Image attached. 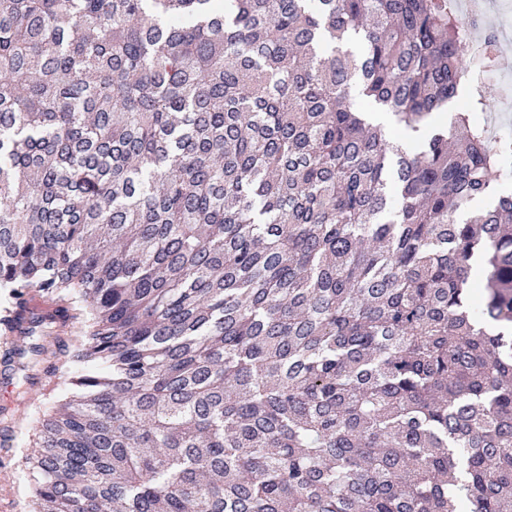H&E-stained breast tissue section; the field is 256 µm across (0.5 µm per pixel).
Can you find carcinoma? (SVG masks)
Segmentation results:
<instances>
[{"mask_svg": "<svg viewBox=\"0 0 512 512\" xmlns=\"http://www.w3.org/2000/svg\"><path fill=\"white\" fill-rule=\"evenodd\" d=\"M466 56L448 0H0V326L55 308L3 358L71 374L0 427L32 512H512ZM36 291H32V296L34 299L32 301H28L27 312L25 313V318L22 320V323L13 333V343L22 345L25 339V328L28 326L29 319L31 316H44L53 312V308L48 306L43 301L36 298ZM59 376H61V379L57 380L55 384L51 383L56 381L58 374H42L39 376L36 381L37 383L43 384L44 382H47L51 385L41 391L43 395L40 397V402H36L37 406H41L42 409H45L58 404V401L62 398L61 388H63V382L66 375L63 374L62 370H59Z\"/></svg>", "mask_w": 512, "mask_h": 512, "instance_id": "1", "label": "carcinoma"}]
</instances>
